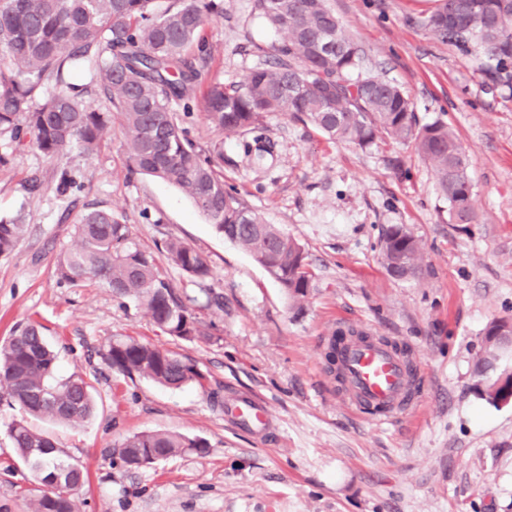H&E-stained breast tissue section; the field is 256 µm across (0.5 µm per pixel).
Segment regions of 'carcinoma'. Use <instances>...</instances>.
Returning <instances> with one entry per match:
<instances>
[{
  "instance_id": "cac0c4a2",
  "label": "carcinoma",
  "mask_w": 512,
  "mask_h": 512,
  "mask_svg": "<svg viewBox=\"0 0 512 512\" xmlns=\"http://www.w3.org/2000/svg\"><path fill=\"white\" fill-rule=\"evenodd\" d=\"M152 0H0V133L20 145L55 157L76 146L95 154L118 119L129 171L160 178L184 192L216 232L245 250L255 263L297 303L311 288L302 245L269 224L235 188L224 184V145L203 149L189 137L172 105L190 110L200 80L197 62L210 55L203 31L221 13L216 0H185L163 15ZM258 15L281 34L271 62L253 69L238 84L210 83L203 112L212 126L231 137L262 129L273 113L310 123L332 140L366 148L381 135L415 145L432 166L450 218L475 212L473 185L465 151L455 133L434 121L419 125L412 100L395 83L363 70L364 51L346 33L327 0H254ZM435 39L468 51L476 47L489 63L492 78L512 89V0H439L420 21ZM85 62L98 63L97 85L110 104L102 110L83 100L64 81V73ZM57 89L42 94L46 82ZM22 213L0 217V256L11 254L26 233ZM77 244L60 255V281H98L112 295L142 308L162 333L183 340L210 335L192 312L196 296H180L162 273L158 257L139 247L128 225L110 209H92L75 223ZM382 261L394 277L415 280L422 271L418 241L400 226L384 235ZM167 260L192 282L212 276L208 257L177 239L164 241ZM326 353L327 369L342 378L337 345ZM109 367L139 374L160 385L180 388L203 384L204 375L177 353L132 337L109 344ZM57 355L41 328L15 329L0 346V402L53 421L81 425L94 412L93 385L83 378L56 376ZM9 437L21 460L31 448H45L49 459L29 465L44 485L45 474L78 464L47 435L20 421ZM198 439L154 431L134 434L118 445V456L136 466L139 452L162 458L202 448ZM84 476L63 478L56 488L40 490L29 512H77L76 489Z\"/></svg>"
}]
</instances>
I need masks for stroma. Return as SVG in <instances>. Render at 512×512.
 Segmentation results:
<instances>
[{
  "instance_id": "obj_1",
  "label": "stroma",
  "mask_w": 512,
  "mask_h": 512,
  "mask_svg": "<svg viewBox=\"0 0 512 512\" xmlns=\"http://www.w3.org/2000/svg\"><path fill=\"white\" fill-rule=\"evenodd\" d=\"M204 36L212 53L200 86L241 82L271 61L279 34L253 0H219ZM365 52L367 73L396 82L421 123L439 120L466 151L475 218L454 224L431 166L413 145L382 138L368 148L333 141L285 115L266 118L269 154H245L250 133L225 138L201 101L181 120L201 147L224 145V181L308 254L312 287L300 307L237 245L225 241L178 188L128 170L120 131L94 155L50 158L14 149L0 134V216L23 212L27 230L0 258V344L20 323L43 326L57 375L94 386L95 415L72 427L47 420L87 482L78 512H512V400H490L494 374L512 372V349L493 373L476 366L490 322H512V90L485 72L477 51L433 39L418 24L436 0H328ZM78 190L54 189L60 168ZM109 208L136 243L160 252L167 237L204 252L223 308L195 307L211 327L193 342L162 333L143 310L96 282H59L57 256L73 247L74 223ZM420 244L419 280L381 262L386 231ZM352 327L405 344L422 372L420 403L378 424L342 402L322 369L334 329ZM132 336L191 359L203 385L178 389L109 368L110 340ZM261 398L274 416L258 437L224 419V400ZM22 412L0 404V512H29L38 484L8 435ZM166 430L204 446L140 468L113 448Z\"/></svg>"
}]
</instances>
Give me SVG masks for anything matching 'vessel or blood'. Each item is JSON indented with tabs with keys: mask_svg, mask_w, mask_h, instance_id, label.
I'll return each instance as SVG.
<instances>
[{
	"mask_svg": "<svg viewBox=\"0 0 512 512\" xmlns=\"http://www.w3.org/2000/svg\"><path fill=\"white\" fill-rule=\"evenodd\" d=\"M344 400L351 408L373 411L378 422L414 405L418 395L419 366L410 351L393 348L373 337L350 340L340 347ZM224 413L238 427L265 431L273 416L262 401L247 396L229 399Z\"/></svg>",
	"mask_w": 512,
	"mask_h": 512,
	"instance_id": "1",
	"label": "vessel or blood"
}]
</instances>
